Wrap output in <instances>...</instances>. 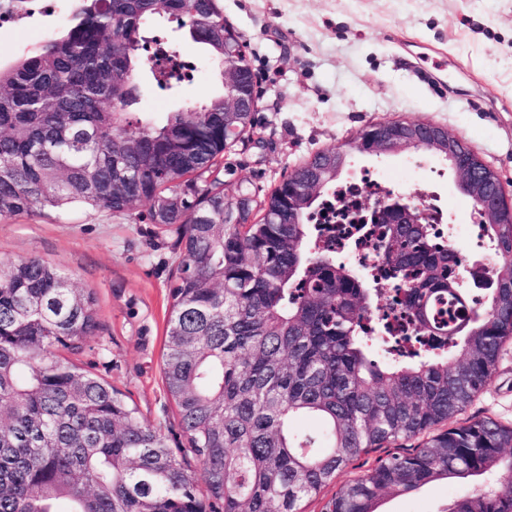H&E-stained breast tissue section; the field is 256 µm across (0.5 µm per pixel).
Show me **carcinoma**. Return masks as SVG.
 Returning a JSON list of instances; mask_svg holds the SVG:
<instances>
[{"instance_id":"carcinoma-1","label":"carcinoma","mask_w":512,"mask_h":512,"mask_svg":"<svg viewBox=\"0 0 512 512\" xmlns=\"http://www.w3.org/2000/svg\"><path fill=\"white\" fill-rule=\"evenodd\" d=\"M164 15L224 80L237 30L221 0H77L61 32L0 68V220L144 204L149 223L176 234L162 374L186 446L177 457L111 383L56 354L80 350L97 330L93 292L38 257L1 262L0 512H300L370 450L413 438L422 443L353 479L330 512H378L384 492L489 474L495 491L479 484L444 512H512V425L442 428L512 339V272L471 316L441 323L434 303L461 299L463 264L426 223L387 228L383 272L402 283L408 334L431 345L402 353L388 325L368 345L378 276L318 247L309 223L336 188L335 149L261 202L236 184L235 208L224 152L254 135L253 113L228 108L221 90L161 122L131 117L139 75L182 84L173 44L154 63L143 54ZM481 224L511 266L512 215ZM300 417L320 431L296 429Z\"/></svg>"}]
</instances>
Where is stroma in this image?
<instances>
[{"label":"stroma","mask_w":512,"mask_h":512,"mask_svg":"<svg viewBox=\"0 0 512 512\" xmlns=\"http://www.w3.org/2000/svg\"><path fill=\"white\" fill-rule=\"evenodd\" d=\"M75 0L34 17L25 31L0 29V65H12L45 33L62 28ZM225 19L246 41L256 78L252 139L225 153L232 182L264 199L289 172L325 148L342 149L365 126L391 120L431 122L462 139L499 174L512 193V0H223ZM200 75L180 90L142 78L134 113L164 119L220 88L198 44L166 25ZM417 160L445 175L448 205L466 215L447 160L418 149L354 154L346 173L374 172ZM130 214L74 209L0 220V262L38 257L65 272L96 299L98 329L74 360L112 383L142 421L161 427L171 445L183 440L180 417L161 373L170 289L176 275L174 240ZM512 425V341L473 402L455 417ZM437 480L409 494L389 493L381 512H440L468 491Z\"/></svg>","instance_id":"35a3bbf8"}]
</instances>
